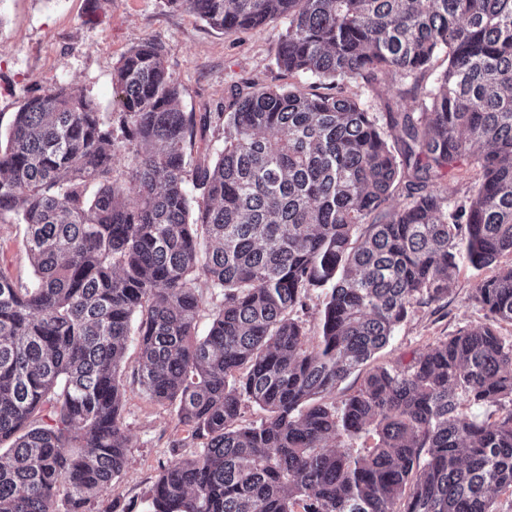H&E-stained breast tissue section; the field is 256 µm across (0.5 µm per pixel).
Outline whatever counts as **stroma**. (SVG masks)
<instances>
[{"instance_id": "35a3bbf8", "label": "stroma", "mask_w": 512, "mask_h": 512, "mask_svg": "<svg viewBox=\"0 0 512 512\" xmlns=\"http://www.w3.org/2000/svg\"><path fill=\"white\" fill-rule=\"evenodd\" d=\"M288 26L277 19L227 34L210 28L195 14L172 8L167 0H0V129H8L14 112L31 95L68 84L99 111L115 112L113 70L131 48L147 39L164 46L169 72L179 85L182 111L203 115L230 109L239 89L298 86L320 94L335 93L334 84L310 76H291L275 65L279 39ZM399 84L383 79L368 85L346 84V94L381 111L391 99L412 108L398 95ZM0 270L27 280L31 267L24 227L0 224ZM460 266L452 274L448 296L411 305L388 345L373 360L377 366L407 367L414 357L457 331L484 321L473 295L491 275ZM140 360L136 339H129L123 361V422L129 438L128 464L98 508L116 504L119 512H145V498L163 463L192 456L198 443L181 425L172 407L152 402L135 376Z\"/></svg>"}]
</instances>
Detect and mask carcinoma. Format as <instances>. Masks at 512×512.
<instances>
[{
	"label": "carcinoma",
	"mask_w": 512,
	"mask_h": 512,
	"mask_svg": "<svg viewBox=\"0 0 512 512\" xmlns=\"http://www.w3.org/2000/svg\"><path fill=\"white\" fill-rule=\"evenodd\" d=\"M168 2L226 33L286 16L279 70L337 86L397 75L414 107L385 102L382 126L340 92H241L216 113L224 149L192 166L210 118L179 108L156 39L114 69L119 137L71 85L29 97L0 143V224L26 226L32 268L26 285L0 271V512H94L112 488L132 334L140 387L200 441L161 466L148 512H498L512 265L476 287L485 322L371 369L339 409L327 397L413 301L448 295L451 270L512 254V0ZM464 166L458 202L440 182ZM200 278L221 296L204 335ZM324 286L310 349L296 314ZM504 401L494 420L464 414ZM247 402L267 421L239 424ZM362 433L373 445L327 448Z\"/></svg>",
	"instance_id": "1"
}]
</instances>
